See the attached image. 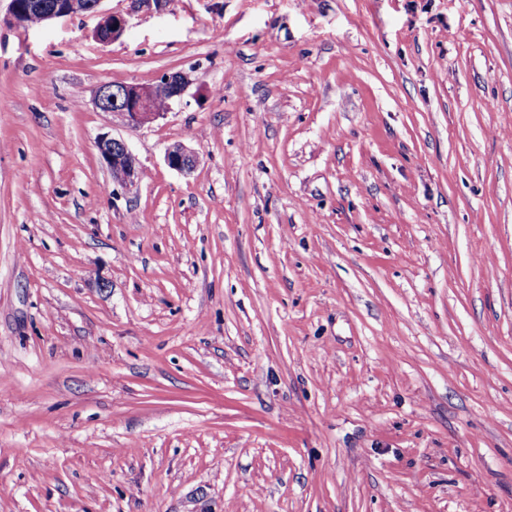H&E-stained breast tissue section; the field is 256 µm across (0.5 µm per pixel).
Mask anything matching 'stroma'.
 Masks as SVG:
<instances>
[{"label": "stroma", "mask_w": 512, "mask_h": 512, "mask_svg": "<svg viewBox=\"0 0 512 512\" xmlns=\"http://www.w3.org/2000/svg\"><path fill=\"white\" fill-rule=\"evenodd\" d=\"M0 512H512V0L0 26ZM127 21L118 14H105L96 30V37L102 43H110L123 35ZM186 76L181 73L162 75L153 85L121 84L103 85L95 93V107L101 111L119 115L120 122L130 127H141L164 115L171 105L180 101L188 86ZM164 91L166 105L157 108V94ZM97 148L102 163L109 170L114 180L117 176L112 174V171L119 172L117 183L131 186L141 179L140 164L124 140L114 138L110 134H104L99 138ZM197 161V152L183 144H176L166 149L165 162L173 170L190 172L196 166Z\"/></svg>", "instance_id": "35a3bbf8"}]
</instances>
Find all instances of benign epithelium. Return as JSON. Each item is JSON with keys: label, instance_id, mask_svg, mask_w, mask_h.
Instances as JSON below:
<instances>
[{"label": "benign epithelium", "instance_id": "7a95c632", "mask_svg": "<svg viewBox=\"0 0 512 512\" xmlns=\"http://www.w3.org/2000/svg\"><path fill=\"white\" fill-rule=\"evenodd\" d=\"M31 15L38 16L42 23L69 17L73 15L71 0H10L9 12L3 22L19 27ZM126 24L124 16L106 14L96 30V37L103 43H110L123 35ZM187 86L188 80L181 73H166L153 85H103L95 93L94 104L101 112L120 116L123 125L141 127L164 115L173 103L181 100ZM160 91L166 94L163 108L155 105ZM97 148L105 167L119 172L117 183L131 186L141 179L140 164L124 140L104 134L99 138ZM197 161V152L183 144L166 149L165 162L173 170L189 172Z\"/></svg>", "mask_w": 512, "mask_h": 512}]
</instances>
